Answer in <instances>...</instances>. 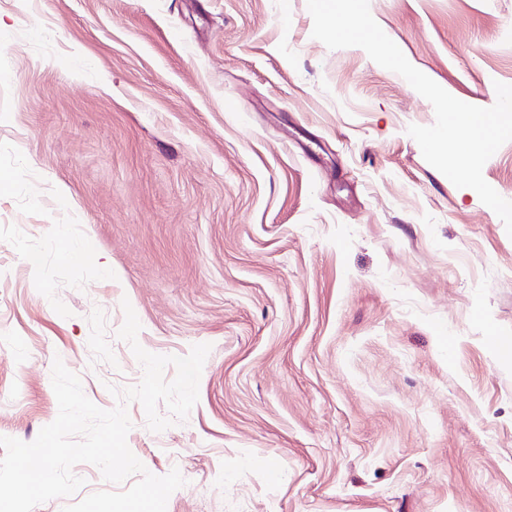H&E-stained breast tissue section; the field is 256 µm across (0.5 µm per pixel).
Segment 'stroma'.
I'll list each match as a JSON object with an SVG mask.
<instances>
[{
    "mask_svg": "<svg viewBox=\"0 0 512 512\" xmlns=\"http://www.w3.org/2000/svg\"><path fill=\"white\" fill-rule=\"evenodd\" d=\"M455 98L512 84V0H370ZM307 0H0V436L54 359L110 410L139 344L211 351L187 420L127 443L167 512H512V237L424 159L435 112ZM93 252L64 261L59 234ZM84 485L34 512L114 490Z\"/></svg>",
    "mask_w": 512,
    "mask_h": 512,
    "instance_id": "1",
    "label": "stroma"
}]
</instances>
